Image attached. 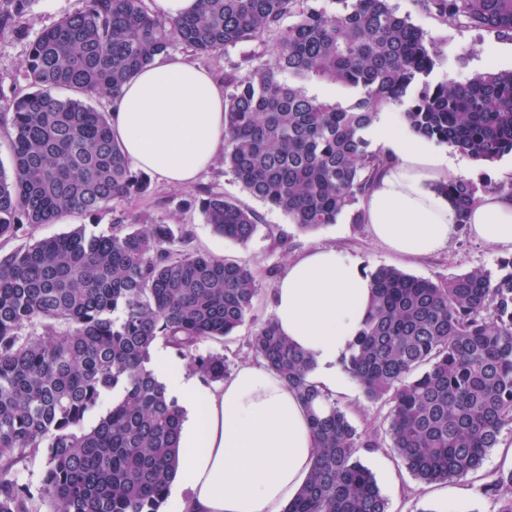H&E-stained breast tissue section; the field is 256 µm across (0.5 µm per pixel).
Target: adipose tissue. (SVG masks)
<instances>
[{"label":"adipose tissue","mask_w":512,"mask_h":512,"mask_svg":"<svg viewBox=\"0 0 512 512\" xmlns=\"http://www.w3.org/2000/svg\"><path fill=\"white\" fill-rule=\"evenodd\" d=\"M110 115L133 169L166 185L194 184L224 154V91L211 71L181 57L160 55L138 71ZM372 136L392 158L364 201L374 238L402 255L446 247L457 217L433 186L447 180L451 158L413 142L386 112ZM466 223L477 239L512 249V196H482ZM371 285L361 263L316 247L289 263L274 290L280 333L310 356L309 378L327 395L349 389L340 359L366 318ZM157 371L188 415L178 471L187 492L169 512H282L307 481L316 448L297 391L259 362L239 365L214 388L162 354Z\"/></svg>","instance_id":"adipose-tissue-1"}]
</instances>
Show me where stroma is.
Returning <instances> with one entry per match:
<instances>
[{
  "mask_svg": "<svg viewBox=\"0 0 512 512\" xmlns=\"http://www.w3.org/2000/svg\"><path fill=\"white\" fill-rule=\"evenodd\" d=\"M392 2L400 14L409 16L412 23L441 45L445 61L433 72V80L448 76L463 81L491 66L500 70L512 69V37L485 29L445 26L419 11L414 0ZM81 6V0H34L31 19L25 29L0 31V96L9 98L27 91L24 66L29 44L42 28L54 25ZM451 157L457 176L475 182L488 193H512V155L503 156L488 166L477 165L456 151ZM206 188L224 192L229 199L257 213L258 229L247 243L214 234L198 209L186 208V201ZM122 208L128 214L146 212L158 223L182 228L186 236L184 250L241 261L251 268L258 291L245 324L229 337L206 341L199 346L200 353L224 356L232 370L252 357L246 345L247 336L259 324L272 318V294L276 282L293 259L311 248L342 250L360 260L370 273L379 267L391 266L434 281L479 269L492 271L501 259L512 256V250L480 241L464 227L459 229L447 248L426 257L394 254L373 238L369 225L351 223L346 217L319 230L303 232L281 211L246 193L221 164L202 173L194 185L185 188L151 180L146 194L126 200ZM111 222L112 213L108 210L93 217L72 214L55 223L40 225L16 239L0 241V254L26 244L34 237L64 233L74 224L86 225L89 231L99 233L108 231ZM336 401L358 430L380 437L379 447L360 449L358 455L374 474L388 500L389 512H496L495 503L482 495L480 488L499 471L512 469V431H503L498 447L490 450L479 469L445 483L428 485L415 480L392 452L383 428L388 411L386 405L365 401L357 387L350 394L337 396Z\"/></svg>",
  "mask_w": 512,
  "mask_h": 512,
  "instance_id": "1",
  "label": "stroma"
}]
</instances>
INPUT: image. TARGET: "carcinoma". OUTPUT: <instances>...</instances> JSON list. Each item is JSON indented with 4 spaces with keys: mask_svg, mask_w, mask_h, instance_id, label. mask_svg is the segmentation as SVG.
Returning a JSON list of instances; mask_svg holds the SVG:
<instances>
[{
    "mask_svg": "<svg viewBox=\"0 0 512 512\" xmlns=\"http://www.w3.org/2000/svg\"><path fill=\"white\" fill-rule=\"evenodd\" d=\"M32 0H0V29L26 22ZM199 0L163 20L144 0H82L30 44L29 91L0 102L11 126L0 165V239L70 214L97 215L150 181L131 168L109 115L87 104L111 97L175 44L222 57L263 46L249 72L225 73L224 166L250 196L304 232L349 216L389 164L365 131L389 105L418 137L475 162L512 154V70L465 82L431 80L444 52L391 0ZM451 26L512 35V0H414ZM318 80L359 91L342 107L307 92ZM65 89L67 97L58 95ZM434 190L458 222L476 183L450 177ZM221 237L247 242L257 214L207 189L195 199ZM183 236L148 216L115 217L110 232L76 224L0 256V512H161L179 468L185 411L149 368L158 340L211 381L224 358L198 352L242 326L257 293L244 262L178 248ZM374 297L341 365L365 399L386 401L392 448L426 484L477 470L512 429V259L434 282L393 267L371 273ZM255 357L292 385L313 414L309 481L283 512H388L356 457L376 448L308 378L312 360L274 320L248 336ZM39 485L16 473L39 457ZM481 492L512 512V470Z\"/></svg>",
    "mask_w": 512,
    "mask_h": 512,
    "instance_id": "cac0c4a2",
    "label": "carcinoma"
}]
</instances>
